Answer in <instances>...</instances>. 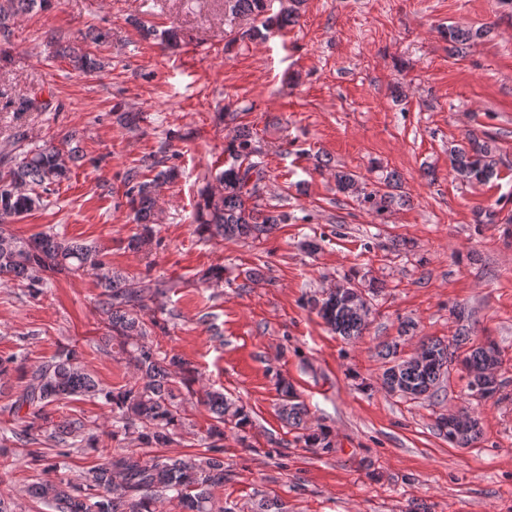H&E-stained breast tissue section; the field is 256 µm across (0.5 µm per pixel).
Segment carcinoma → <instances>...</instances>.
Returning a JSON list of instances; mask_svg holds the SVG:
<instances>
[{"label": "carcinoma", "instance_id": "obj_1", "mask_svg": "<svg viewBox=\"0 0 512 512\" xmlns=\"http://www.w3.org/2000/svg\"><path fill=\"white\" fill-rule=\"evenodd\" d=\"M305 0H289L274 14L271 0H224V12L232 18L250 17L261 26H251L235 36L231 43L252 40L273 28L282 29L296 22ZM48 0H6L0 6V24L7 18L22 17L34 8L41 9ZM489 34V29H461L450 26L444 31L450 54ZM73 67L86 70L93 61L79 46L68 48ZM81 136L72 130L64 138L66 148L51 141L23 152L22 159L0 175V282L12 283L32 293L61 273L79 275L97 272L100 293L96 313L101 325L102 341L117 343L121 352L134 361L137 379L118 391L103 388L80 364L76 349L63 346L50 361L24 371V385L8 408L16 427L0 432V448L21 444L28 447L29 463L40 467V478L30 485L31 495L53 512H163L167 506L179 512H236V508L219 504L215 490L224 486L225 430L242 432L250 425L244 406L220 391H203L199 401L212 414L209 430V456H169L154 454L148 458L128 450L108 454L87 469L82 482L73 484L60 474L59 457L75 451L97 450V436L87 421L72 418L52 424L46 407L75 397L101 398L112 412V437H123L148 448L168 446L183 425L182 393L175 388V376L191 373L188 363L178 355L161 356L145 341L149 326L159 325L156 313L169 314V289L156 279L130 277L115 271L101 259V251L92 244L66 239L54 232H42L28 240L14 237L7 224L44 206V199L69 178L71 165L82 158ZM231 162L216 180L221 189L204 188L200 192L194 221L199 234L208 239L260 240L271 235L280 224L288 223V213L267 209L259 204L261 184L266 170L261 161L262 148L254 133L245 125L224 146ZM488 142L469 140L450 150L452 171L471 183H483L495 175ZM166 148L142 160L141 166L126 174V196L133 219L141 229L128 240V248L138 250L152 239L156 221L159 189L173 180L176 169L162 168ZM153 171L151 179L144 172ZM395 174L385 176V188L363 196L377 214L391 208L396 197L387 188ZM336 189L343 194L358 191L356 175L335 173ZM318 314L336 332L347 339L363 336L367 322L352 313L343 300L330 296L314 301ZM462 331L445 343L430 339L421 344L429 358L421 368L407 365L395 373L385 369L383 385L387 390L398 386L402 396L418 399L431 396L457 351L469 343ZM493 360L482 347H470L464 362L475 368ZM280 413L293 427H299L307 415L302 403L288 383L280 381ZM53 443L43 448L44 440ZM308 448H331L328 433L313 430L301 436Z\"/></svg>", "mask_w": 512, "mask_h": 512}]
</instances>
